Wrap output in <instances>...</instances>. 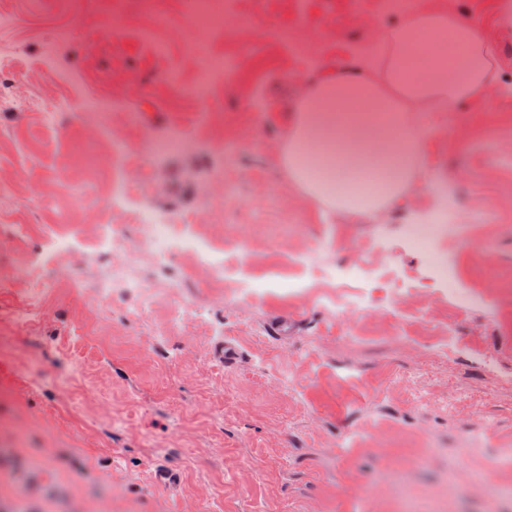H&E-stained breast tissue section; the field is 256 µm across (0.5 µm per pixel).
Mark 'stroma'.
Returning a JSON list of instances; mask_svg holds the SVG:
<instances>
[{"mask_svg":"<svg viewBox=\"0 0 512 512\" xmlns=\"http://www.w3.org/2000/svg\"><path fill=\"white\" fill-rule=\"evenodd\" d=\"M0 0V507L6 512H512V31L503 0H417L482 30L497 58L488 94L443 112H411L429 161L459 201L438 252L457 287L490 308L449 314L418 289L424 256L409 225L439 197L414 184L405 203L368 217L327 208L288 176L301 86L379 56L374 26L387 0H238L251 20L204 31L192 0ZM291 28L295 44L276 36ZM231 66L200 101L187 92L195 50ZM179 73L178 82L166 79ZM32 101L23 111L11 96ZM176 136L182 149L153 155ZM136 199L222 240L214 288L188 254L141 261L151 311L129 298L101 309L83 285L96 267L75 254L51 266L29 323L11 313L36 287L26 263L53 224L115 226L140 246L132 210L112 208L111 143ZM29 228L27 239L13 235ZM471 241L460 248L457 237ZM327 266L314 279L305 259ZM400 277L386 312L372 282L348 278L364 259ZM364 294L356 311L328 297ZM204 318L168 320L173 305ZM288 324L286 334L274 323ZM496 353L488 372L431 344L446 326ZM240 353L225 362V343ZM175 472L169 489L155 472ZM482 475L502 497L471 494ZM373 495H365L366 487Z\"/></svg>","mask_w":512,"mask_h":512,"instance_id":"1","label":"stroma"}]
</instances>
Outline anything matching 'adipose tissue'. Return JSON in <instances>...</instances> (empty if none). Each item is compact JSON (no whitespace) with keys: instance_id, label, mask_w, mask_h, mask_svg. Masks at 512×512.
<instances>
[{"instance_id":"obj_1","label":"adipose tissue","mask_w":512,"mask_h":512,"mask_svg":"<svg viewBox=\"0 0 512 512\" xmlns=\"http://www.w3.org/2000/svg\"><path fill=\"white\" fill-rule=\"evenodd\" d=\"M445 32L447 54L407 66L411 47ZM378 39L388 48L378 77L345 74L311 87L282 154L290 178L333 210L376 215L400 203L427 157V136L406 121L409 107L452 108L495 83L485 35L453 14L420 11L380 28Z\"/></svg>"}]
</instances>
